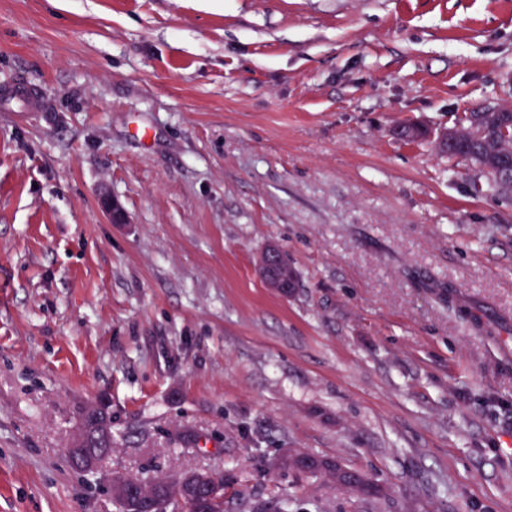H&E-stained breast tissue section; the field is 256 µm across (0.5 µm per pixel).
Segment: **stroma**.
Returning a JSON list of instances; mask_svg holds the SVG:
<instances>
[{"label":"stroma","instance_id":"1","mask_svg":"<svg viewBox=\"0 0 512 512\" xmlns=\"http://www.w3.org/2000/svg\"><path fill=\"white\" fill-rule=\"evenodd\" d=\"M21 81L44 105L0 103V512H116L68 453L104 399L102 472H222L233 512H512V199L396 134L512 105V0H0ZM258 267L268 288L283 295L290 293L291 287L285 276V257L277 246L271 245L260 254ZM283 464L301 472L329 474L336 480V484L347 486L366 497L378 496L383 492L374 484L370 490H367L366 486L369 485V480L361 471L341 466L330 459L317 455L308 453L291 455L284 460Z\"/></svg>","mask_w":512,"mask_h":512}]
</instances>
